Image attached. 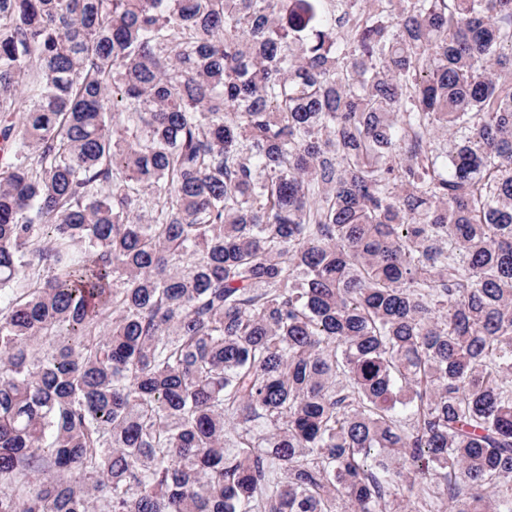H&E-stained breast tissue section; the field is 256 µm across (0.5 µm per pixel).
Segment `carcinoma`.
<instances>
[{
    "label": "carcinoma",
    "instance_id": "1",
    "mask_svg": "<svg viewBox=\"0 0 512 512\" xmlns=\"http://www.w3.org/2000/svg\"><path fill=\"white\" fill-rule=\"evenodd\" d=\"M357 2L0 0V512H512V0Z\"/></svg>",
    "mask_w": 512,
    "mask_h": 512
}]
</instances>
